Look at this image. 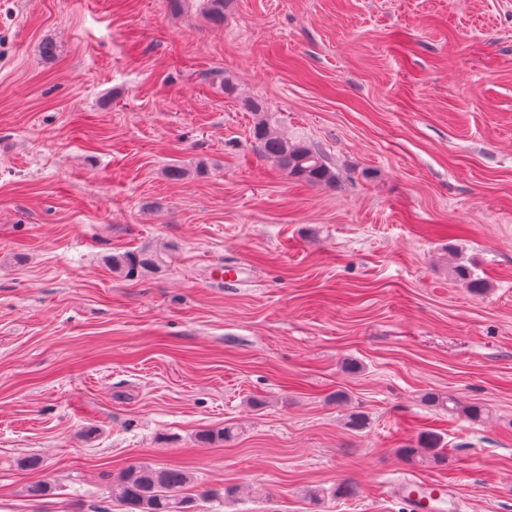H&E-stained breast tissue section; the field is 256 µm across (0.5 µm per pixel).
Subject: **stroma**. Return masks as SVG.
Instances as JSON below:
<instances>
[{
  "label": "stroma",
  "instance_id": "obj_1",
  "mask_svg": "<svg viewBox=\"0 0 512 512\" xmlns=\"http://www.w3.org/2000/svg\"><path fill=\"white\" fill-rule=\"evenodd\" d=\"M245 97L335 188L258 157ZM142 249L161 271L106 261ZM427 428L446 465L397 456ZM138 462L189 468L192 512H405L414 478L512 512V0H234L220 25L198 0H0V512H120ZM107 261L112 271L122 274L125 278L134 279L159 270L165 263L161 253L152 250L112 254ZM456 277L466 283L474 295H482L487 290V282L480 277L468 264L458 262L454 267ZM423 400L429 406L447 411L448 414L463 415L471 422H479L488 413L486 407L476 404H465L459 398L448 394L444 395L437 392H427L423 396Z\"/></svg>",
  "mask_w": 512,
  "mask_h": 512
}]
</instances>
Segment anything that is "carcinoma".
<instances>
[{"instance_id":"cac0c4a2","label":"carcinoma","mask_w":512,"mask_h":512,"mask_svg":"<svg viewBox=\"0 0 512 512\" xmlns=\"http://www.w3.org/2000/svg\"><path fill=\"white\" fill-rule=\"evenodd\" d=\"M229 3L230 0H200V9L212 23L222 24ZM241 105L254 117L252 138L258 144L262 158L297 181L336 186V174L318 148L305 140L290 139L278 133L273 113L267 111L261 100L244 98ZM107 261L113 271L128 279L153 273L165 263L164 256L152 250L112 254ZM454 274L466 283L473 294L480 296L486 292L487 282L469 265L457 263ZM423 400L450 414L462 415L471 422L481 421L488 413L487 408L466 404L453 395L427 392ZM237 436V429L231 425L206 429L198 434L200 441L208 444L229 442ZM396 452L410 464L441 465L448 460L443 438L433 429L420 432L416 444L402 445ZM191 482V472L184 466L135 463L124 468L113 481V493L121 512H183V506L190 503L185 491Z\"/></svg>"}]
</instances>
